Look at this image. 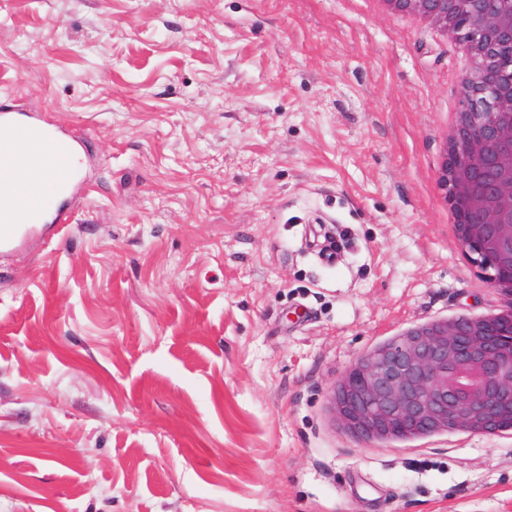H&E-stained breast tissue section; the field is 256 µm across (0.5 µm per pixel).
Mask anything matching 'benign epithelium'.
<instances>
[{"mask_svg": "<svg viewBox=\"0 0 512 512\" xmlns=\"http://www.w3.org/2000/svg\"><path fill=\"white\" fill-rule=\"evenodd\" d=\"M403 7L432 22L436 0H400ZM469 24H450L448 38L467 45L488 33L512 34V17L500 14L494 0H459ZM472 79L463 81L468 122L458 135L460 155L450 192L470 201L473 239L512 241V223L497 221L496 208L472 195L486 164L489 139L512 143V122L495 119L512 114V96L491 87L473 97ZM497 208H512V178L492 186ZM330 402L341 426L369 442L413 439L465 430L499 431L497 418L512 411V336H498L482 318L439 320L408 330L392 342L358 359L335 382Z\"/></svg>", "mask_w": 512, "mask_h": 512, "instance_id": "1", "label": "benign epithelium"}]
</instances>
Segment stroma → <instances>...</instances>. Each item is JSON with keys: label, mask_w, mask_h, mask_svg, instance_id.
<instances>
[{"label": "stroma", "mask_w": 512, "mask_h": 512, "mask_svg": "<svg viewBox=\"0 0 512 512\" xmlns=\"http://www.w3.org/2000/svg\"><path fill=\"white\" fill-rule=\"evenodd\" d=\"M463 51L370 0H0V103L83 137L67 229L0 253V512H512V433L329 403L503 305L439 182ZM448 222L455 224L458 238L460 241L461 249L470 254L468 247L465 244L466 227L470 224V217L467 207L462 202H451L448 207Z\"/></svg>", "instance_id": "1"}]
</instances>
